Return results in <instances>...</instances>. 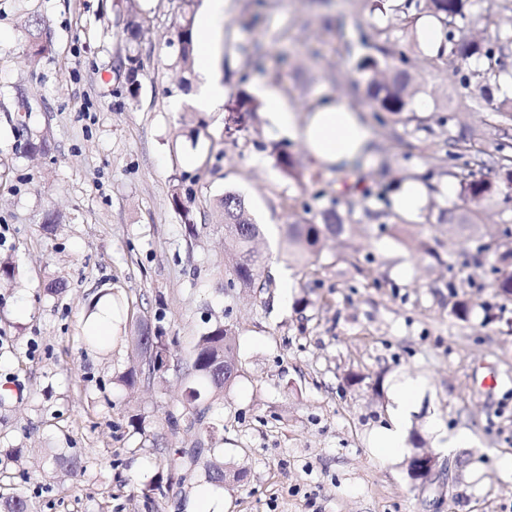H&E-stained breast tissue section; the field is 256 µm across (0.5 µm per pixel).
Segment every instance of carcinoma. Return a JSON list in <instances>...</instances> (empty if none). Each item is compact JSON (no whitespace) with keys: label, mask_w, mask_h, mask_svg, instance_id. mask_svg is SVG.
Wrapping results in <instances>:
<instances>
[{"label":"carcinoma","mask_w":512,"mask_h":512,"mask_svg":"<svg viewBox=\"0 0 512 512\" xmlns=\"http://www.w3.org/2000/svg\"><path fill=\"white\" fill-rule=\"evenodd\" d=\"M194 0H181V10L176 26L180 59H189L194 51L196 33L193 28L192 5ZM468 0H424L423 10L436 18L445 33L449 52L464 60L470 58H492L495 50L501 48L500 42H511L512 35L504 34L497 42L483 40H464L456 37L463 32L460 23L466 19ZM147 30L146 19L133 9H126L124 34L125 54L116 57L114 73L118 80L117 91L126 98L135 100L139 96V72L143 67L139 44ZM29 43V62L38 63L41 56L48 51V43L43 41L38 22L27 27ZM357 70L367 76L366 94L376 111L381 113L382 122L394 117L407 115V120H418L413 108L415 89L411 75L406 68H400L391 62L390 51L384 46H374L373 51L361 56L356 63ZM499 79V72L488 66L475 70L464 77L466 83L473 84L474 90L491 105L497 116L494 126L495 134L488 146H470L467 148L469 159L457 171L449 172L457 182L459 194L467 209L458 217L460 224H475L480 220L481 208L485 202L498 197L503 189H512V98L494 101L491 88ZM261 103L241 87L224 105L225 115L237 117L236 125L224 126V133L232 138L245 129L247 120L256 116ZM272 152L280 172L290 180L303 176L304 165L301 159L288 151L275 146ZM485 170L481 178H474L472 167ZM170 202L174 212L180 217L188 236H196L197 227L193 214L186 205L179 185L173 187ZM219 222L224 224V266L228 273V285L231 288L248 290H266L273 285L271 275L262 270V260L254 246L261 234L260 225L256 224L250 214L249 206L239 193L233 190L224 192L219 201ZM346 231L343 219L336 208L331 207L322 214V223L314 224L297 221L288 225V241L293 248V255L307 264L314 263L326 246L327 235L340 236ZM496 288L506 298L512 297V251L500 258V266L495 268ZM143 333H138L137 349L147 358L151 374L160 377L169 370L170 349L167 336L158 328L150 332L151 343L142 341ZM235 330L222 322L209 326L197 337L193 346L187 374L204 387L210 398L201 397L197 388L190 389V407L181 419L171 418V424L178 426L183 422L188 429H196L202 434L212 435L214 427L206 422L207 414L213 404L236 378L227 364L236 360ZM203 453V448H178L175 457L170 459L169 467L177 465L188 467L196 464ZM0 512H30L27 499L21 495L0 500Z\"/></svg>","instance_id":"cac0c4a2"}]
</instances>
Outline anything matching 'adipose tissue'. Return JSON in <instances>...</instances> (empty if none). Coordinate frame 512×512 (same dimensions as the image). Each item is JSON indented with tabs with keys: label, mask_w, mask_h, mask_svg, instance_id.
Listing matches in <instances>:
<instances>
[{
	"label": "adipose tissue",
	"mask_w": 512,
	"mask_h": 512,
	"mask_svg": "<svg viewBox=\"0 0 512 512\" xmlns=\"http://www.w3.org/2000/svg\"><path fill=\"white\" fill-rule=\"evenodd\" d=\"M199 85L194 97L196 108L212 112L224 103V85L216 74V58L212 41L200 40L194 46ZM258 93L267 104L266 117L272 131L300 136L309 153L327 165L342 166L368 151L371 131L357 110L341 102H327L306 119H298L295 109L269 88ZM419 384L406 380L392 394L390 423L377 429L374 442L389 456H398L405 448L407 425L416 406Z\"/></svg>",
	"instance_id": "adipose-tissue-1"
}]
</instances>
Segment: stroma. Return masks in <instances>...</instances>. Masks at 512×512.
I'll list each match as a JSON object with an SVG mask.
<instances>
[{
    "label": "stroma",
    "instance_id": "1",
    "mask_svg": "<svg viewBox=\"0 0 512 512\" xmlns=\"http://www.w3.org/2000/svg\"><path fill=\"white\" fill-rule=\"evenodd\" d=\"M137 4L149 28L132 101L115 92L124 15L113 0H0V261L15 268L0 281V496L24 495L32 512H192L218 460L223 512H512V299L478 251L493 237L512 243V202L496 198L482 223H458V161L446 146L493 136L495 113L463 81L488 60L425 56L399 26L403 14L422 16L423 0H387L381 12L370 0H226L213 40L229 95L246 72L248 91L273 88L299 114L340 100L372 119L358 58L378 44L411 61L425 123H373L372 160L329 167L261 114L227 139L223 112L187 102L197 77L178 56L180 0ZM33 19L51 44L35 65ZM510 29L501 0H472L466 33L493 42ZM257 44L259 66L246 70ZM274 143L308 160L307 176L283 177ZM409 181L428 189L415 213L395 207ZM176 183L196 237L171 208ZM228 190L262 226L266 291L226 285L216 203ZM331 207L345 233L315 265L296 261L289 224L320 222ZM48 211L60 215L49 229ZM55 280L63 287L49 292ZM99 294L111 295L114 317L103 348L83 326ZM459 300L463 318L452 312ZM218 320L236 330L239 375L208 415L218 431L198 464L158 481L164 449L198 440L168 418L186 403L197 336ZM144 321L165 328L170 368L130 390L118 378L146 368L134 340ZM491 368L489 391L480 382ZM406 377L423 382L410 428L439 460L422 485L405 457L371 441Z\"/></svg>",
    "mask_w": 512,
    "mask_h": 512
}]
</instances>
